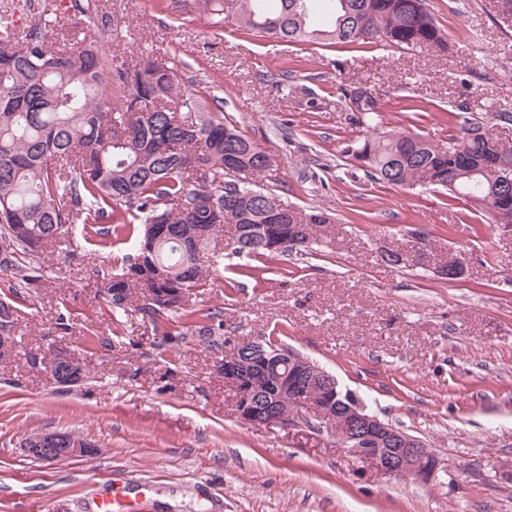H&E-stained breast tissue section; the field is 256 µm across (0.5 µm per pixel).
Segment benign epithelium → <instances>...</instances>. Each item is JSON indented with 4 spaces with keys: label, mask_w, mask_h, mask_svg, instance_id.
Returning <instances> with one entry per match:
<instances>
[{
    "label": "benign epithelium",
    "mask_w": 512,
    "mask_h": 512,
    "mask_svg": "<svg viewBox=\"0 0 512 512\" xmlns=\"http://www.w3.org/2000/svg\"><path fill=\"white\" fill-rule=\"evenodd\" d=\"M239 350L237 346L224 355L222 367L224 386L232 392L236 412L243 421L274 425L289 421L295 425L302 418L301 409L306 408L319 421V427L330 431L352 457L368 464L377 473L409 476L424 483L436 479L441 461L424 441L367 413L351 393H341L332 373L298 352L288 351L285 365L291 375L285 381V387L288 392L298 394L299 407L292 412L286 407L272 412L257 405L258 381L267 375V364L247 360ZM36 369L49 374L58 386H75L83 381L81 359L64 345L37 357ZM315 383L327 391L326 402L314 400L303 390ZM340 395L343 396L341 404L332 406ZM21 448L27 457L43 462L90 457L98 451L93 443L61 430L30 435L23 440Z\"/></svg>",
    "instance_id": "7a95c632"
}]
</instances>
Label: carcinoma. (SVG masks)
Listing matches in <instances>:
<instances>
[{
  "label": "carcinoma",
  "instance_id": "1",
  "mask_svg": "<svg viewBox=\"0 0 512 512\" xmlns=\"http://www.w3.org/2000/svg\"><path fill=\"white\" fill-rule=\"evenodd\" d=\"M425 0H239L240 30L284 43L446 47L440 23ZM176 8L219 28L224 0H175ZM34 24L16 28L0 15V271L23 288L36 267L19 263L44 245L61 242L69 226L131 243L119 272L101 273L100 296L113 311H136L152 327L154 345L169 342L161 321L186 312L191 335L219 345L224 319L189 310L207 285L201 253L222 234L238 231L231 254L274 259L309 247L318 228L332 223L323 210L306 212L272 193L253 189L247 174L268 166L261 145L224 118L217 97L188 88L169 62L143 55L116 64L104 35L112 15L95 0H40ZM91 31L83 47L62 41L61 13ZM358 122L376 128L380 111L368 100ZM497 142L482 123L448 135V149L405 133L367 135L351 159L376 183L420 185L463 200L492 224L512 225V191L499 183ZM279 242L282 252L272 249ZM182 288L187 299L170 294ZM16 333L15 309L0 299V333ZM277 383L257 403L281 404Z\"/></svg>",
  "mask_w": 512,
  "mask_h": 512
}]
</instances>
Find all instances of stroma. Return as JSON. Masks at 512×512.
<instances>
[{
    "mask_svg": "<svg viewBox=\"0 0 512 512\" xmlns=\"http://www.w3.org/2000/svg\"><path fill=\"white\" fill-rule=\"evenodd\" d=\"M224 2L214 30L172 0H99L116 27L107 49L118 62L168 57L219 97L269 157L250 183L330 213L324 243L266 261L253 278L225 257L190 300L221 312L217 350L188 335L183 315L169 314L174 338L159 349L137 315L113 313L96 270L129 248L86 240L81 225L44 249L33 287L14 289L0 271V298L17 307V354L0 362V512H96L115 492L131 512H512V227L448 205L441 191L371 182L347 157L368 133L347 98L353 86L379 104L380 131L444 148L475 118L512 150V126L495 118L512 110V13L497 0H426L447 49L349 48L243 35ZM418 245L419 264L385 260ZM453 251L466 269L440 278ZM281 327L285 346L335 374L367 412L432 448L436 482L380 476L323 428L241 420L216 365ZM57 341L81 358V384L54 385L27 364ZM45 430L75 432L98 453L26 457L22 440Z\"/></svg>",
    "mask_w": 512,
    "mask_h": 512,
    "instance_id": "1",
    "label": "stroma"
}]
</instances>
